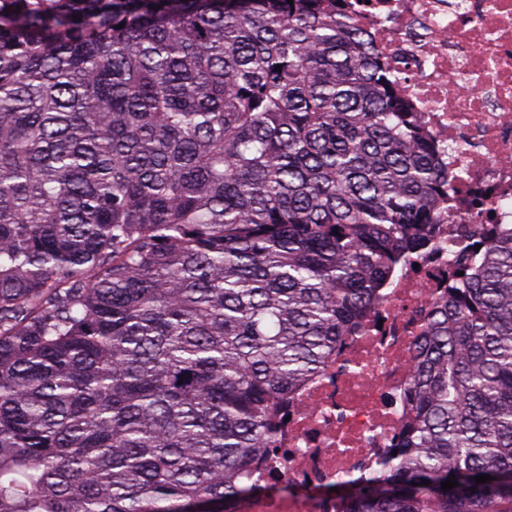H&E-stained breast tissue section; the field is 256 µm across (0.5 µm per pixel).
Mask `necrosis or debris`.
<instances>
[{"label": "necrosis or debris", "instance_id": "obj_1", "mask_svg": "<svg viewBox=\"0 0 512 512\" xmlns=\"http://www.w3.org/2000/svg\"><path fill=\"white\" fill-rule=\"evenodd\" d=\"M343 15L400 73L448 172L436 247L279 408L275 449L246 475L237 512H341L337 482L381 472L406 423L410 348L447 293L457 254L512 226V0H344Z\"/></svg>", "mask_w": 512, "mask_h": 512}]
</instances>
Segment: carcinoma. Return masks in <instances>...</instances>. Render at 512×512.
Segmentation results:
<instances>
[{"label":"carcinoma","mask_w":512,"mask_h":512,"mask_svg":"<svg viewBox=\"0 0 512 512\" xmlns=\"http://www.w3.org/2000/svg\"><path fill=\"white\" fill-rule=\"evenodd\" d=\"M336 2L0 0V512H234L432 246L448 172ZM480 245L344 512H512V234Z\"/></svg>","instance_id":"cac0c4a2"}]
</instances>
